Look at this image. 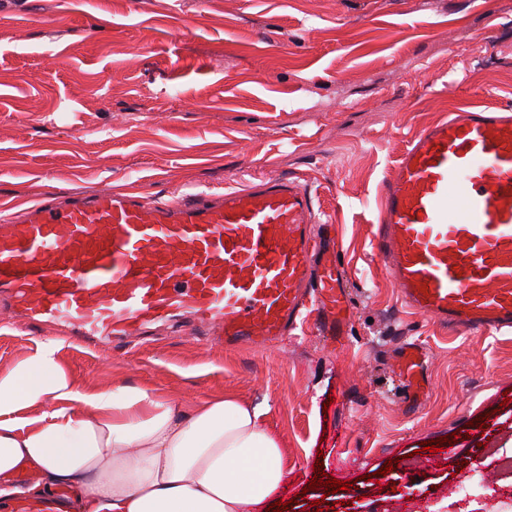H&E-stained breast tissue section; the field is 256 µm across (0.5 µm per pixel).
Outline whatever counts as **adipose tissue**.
Here are the masks:
<instances>
[{
  "mask_svg": "<svg viewBox=\"0 0 512 512\" xmlns=\"http://www.w3.org/2000/svg\"><path fill=\"white\" fill-rule=\"evenodd\" d=\"M47 340L0 372V475L39 469L31 494L75 489L74 512H266L288 461L259 410L192 405L139 385L80 390Z\"/></svg>",
  "mask_w": 512,
  "mask_h": 512,
  "instance_id": "obj_1",
  "label": "adipose tissue"
}]
</instances>
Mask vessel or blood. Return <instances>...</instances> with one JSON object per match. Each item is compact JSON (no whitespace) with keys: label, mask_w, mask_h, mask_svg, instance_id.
I'll use <instances>...</instances> for the list:
<instances>
[{"label":"vessel or blood","mask_w":512,"mask_h":512,"mask_svg":"<svg viewBox=\"0 0 512 512\" xmlns=\"http://www.w3.org/2000/svg\"><path fill=\"white\" fill-rule=\"evenodd\" d=\"M311 194L276 176L146 203L109 188L49 196L0 224V299L27 319L120 340L186 319L225 344L264 347L316 314L336 345L349 324L334 225L313 236ZM373 249L403 305L453 333L512 331V109L465 107L425 127L380 188ZM404 391L424 378L405 343ZM24 498L13 512H65Z\"/></svg>","instance_id":"b4317fda"}]
</instances>
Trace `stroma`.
I'll return each instance as SVG.
<instances>
[{
  "mask_svg": "<svg viewBox=\"0 0 512 512\" xmlns=\"http://www.w3.org/2000/svg\"><path fill=\"white\" fill-rule=\"evenodd\" d=\"M470 105L512 107V0H0V215L69 191L151 203L285 175L311 191L313 232L335 225L353 303L338 350L307 324L267 349L161 328L122 353L64 343L63 366L92 392L254 405L288 456L283 512H512L496 461L512 455V333L452 335L404 308L371 246L408 142ZM54 336L0 313V372ZM406 339L428 355L416 406L391 368ZM453 433L451 456L370 481ZM319 462L348 489L309 490Z\"/></svg>",
  "mask_w": 512,
  "mask_h": 512,
  "instance_id": "35a3bbf8",
  "label": "stroma"
}]
</instances>
